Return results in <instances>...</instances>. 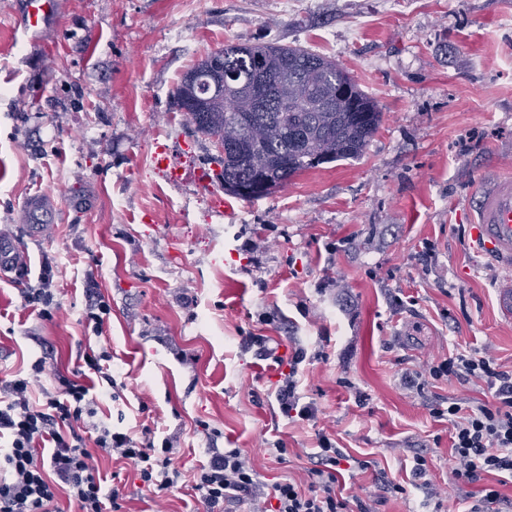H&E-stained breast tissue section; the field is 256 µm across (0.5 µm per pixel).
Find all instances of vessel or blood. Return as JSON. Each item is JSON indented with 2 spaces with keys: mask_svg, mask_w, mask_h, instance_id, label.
Masks as SVG:
<instances>
[{
  "mask_svg": "<svg viewBox=\"0 0 512 512\" xmlns=\"http://www.w3.org/2000/svg\"><path fill=\"white\" fill-rule=\"evenodd\" d=\"M55 3L56 0H28L27 29H38ZM471 239L481 254L504 271H512V177L495 175L481 186L473 211Z\"/></svg>",
  "mask_w": 512,
  "mask_h": 512,
  "instance_id": "1",
  "label": "vessel or blood"
}]
</instances>
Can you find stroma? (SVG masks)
I'll list each match as a JSON object with an SVG mask.
<instances>
[{
    "instance_id": "obj_1",
    "label": "stroma",
    "mask_w": 512,
    "mask_h": 512,
    "mask_svg": "<svg viewBox=\"0 0 512 512\" xmlns=\"http://www.w3.org/2000/svg\"><path fill=\"white\" fill-rule=\"evenodd\" d=\"M58 4L32 33L25 0H0V231L22 259L0 272V380L46 360L39 405L80 350L107 348L112 388L87 381L97 421L140 443L169 440L183 474L158 496L130 465L101 458L104 488L125 486L123 512H203L192 477L215 432L268 486L307 484L325 434L370 463L344 474L346 494L374 498L382 471L407 491L378 512H456L448 423L430 405L474 391L429 368L488 348L512 369V320L496 300L507 276L471 246L469 210L488 174L512 175V0ZM228 42L335 58L382 112L363 155L258 199L226 195L211 138L173 91ZM159 144L183 181L156 169ZM33 194L49 196L44 210L28 206ZM35 224L45 235L32 236ZM46 260L49 320L21 303ZM91 280L111 306L99 336L86 325ZM250 335L278 341L280 362L243 350ZM298 346L312 421L285 417L276 399ZM407 372L419 388L404 385ZM417 451L445 498L410 486Z\"/></svg>"
}]
</instances>
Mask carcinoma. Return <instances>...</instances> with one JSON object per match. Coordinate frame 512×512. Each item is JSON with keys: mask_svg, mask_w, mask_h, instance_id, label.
Wrapping results in <instances>:
<instances>
[{"mask_svg": "<svg viewBox=\"0 0 512 512\" xmlns=\"http://www.w3.org/2000/svg\"><path fill=\"white\" fill-rule=\"evenodd\" d=\"M286 62L296 65V74H308L301 104L284 107L275 101L266 108L226 112L218 97H204L207 86L200 82L202 74H248L272 87ZM174 99L203 135L222 138L228 125L236 126L243 140L253 131L267 133L259 154L234 151L221 160L217 178L224 183V192L237 198L244 197L238 186L264 183L269 194L304 170L359 156L382 118L374 101L336 60L287 44L228 43L184 74Z\"/></svg>", "mask_w": 512, "mask_h": 512, "instance_id": "1", "label": "carcinoma"}]
</instances>
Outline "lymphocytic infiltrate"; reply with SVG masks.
<instances>
[{"instance_id": "1", "label": "lymphocytic infiltrate", "mask_w": 512, "mask_h": 512, "mask_svg": "<svg viewBox=\"0 0 512 512\" xmlns=\"http://www.w3.org/2000/svg\"><path fill=\"white\" fill-rule=\"evenodd\" d=\"M107 350L86 347L77 378L57 376L55 391L45 392L40 406L30 402L32 383L16 378L0 383L6 398L0 403V436L9 446L0 453V512H61L60 490H67L75 512H120L118 489L103 490L97 465L99 456L117 457L134 469L141 487L160 494L182 478L172 468L170 443L138 444L129 434L107 426L96 429L93 441L82 434L90 412L89 389L80 378L91 372L102 382L112 380L105 363ZM303 348H295L289 371L277 400L285 416L310 421L312 404L302 402L296 375L305 360ZM434 379L456 377L473 385H486L490 400L449 397L436 403L432 414L451 427L452 482L464 488L463 512H512V499L482 486L484 475H512V370L500 369L490 351L456 353L431 366ZM208 462L193 475V488L205 512H376L373 504L344 496L338 484L346 456L335 441L320 436L318 450L310 456V482L302 487L278 482L264 488L241 449L222 448L210 442Z\"/></svg>"}]
</instances>
